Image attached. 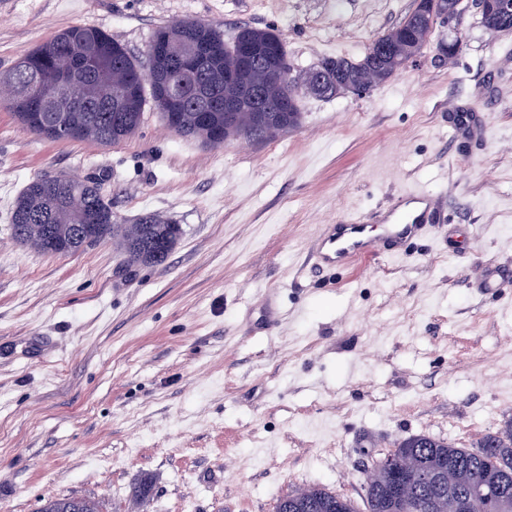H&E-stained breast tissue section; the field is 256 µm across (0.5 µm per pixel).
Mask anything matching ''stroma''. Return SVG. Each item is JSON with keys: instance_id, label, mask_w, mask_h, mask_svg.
I'll return each instance as SVG.
<instances>
[{"instance_id": "stroma-1", "label": "stroma", "mask_w": 512, "mask_h": 512, "mask_svg": "<svg viewBox=\"0 0 512 512\" xmlns=\"http://www.w3.org/2000/svg\"><path fill=\"white\" fill-rule=\"evenodd\" d=\"M415 0H0V71L72 25L135 56L160 27L232 40L279 31L293 75L359 57ZM444 53L436 24L370 93L303 97L299 124L212 149L146 108L117 145L62 143L0 104V512L47 496L132 512H275L319 486L364 508V470L410 436L475 446L512 418V32L474 8ZM475 108L484 131L457 134ZM94 177L119 223L154 213L184 235L164 264L112 243L67 256L17 242L11 209L37 176ZM443 201L397 258L315 269L324 225L393 196Z\"/></svg>"}]
</instances>
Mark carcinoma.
I'll use <instances>...</instances> for the list:
<instances>
[{"label": "carcinoma", "mask_w": 512, "mask_h": 512, "mask_svg": "<svg viewBox=\"0 0 512 512\" xmlns=\"http://www.w3.org/2000/svg\"><path fill=\"white\" fill-rule=\"evenodd\" d=\"M413 19L405 20L375 38L357 59H325L311 70L315 79L302 77L301 85L284 78L288 53L273 54L285 46L281 35L271 28L245 25L235 40L201 21L165 26L156 31L151 45L156 51L145 61L132 56L105 31L82 25L70 26L37 45L9 71L0 72V102L8 103L16 120L26 130L55 140L47 117L57 113L54 93L61 81L71 78L68 119L80 128L73 142L94 141L118 144L140 127L147 99H152L161 116L174 111L173 131L209 147H221L231 139L268 141L298 125L301 118L299 88L322 98L337 96L336 83L347 81L363 92L391 78L419 54L426 38L411 41L408 30ZM247 39L258 52L253 66L241 71L236 39ZM235 104L236 125L218 137L224 128V102ZM275 117L255 135L256 106ZM11 224L23 225L13 236L22 245L45 255H71L69 233L80 224L93 225L96 242H116L126 261L136 265L163 264L183 235L182 225L155 214L139 217L132 224H120L112 213V202L100 192L98 181L67 175L36 177L17 197ZM57 227V242L50 241L46 225ZM395 454L417 468L448 463V480L460 493L472 481L486 477L506 482L512 490V419L495 436H486L473 448H455L443 440L434 447L416 446L411 437ZM38 512H102L98 502L82 496L46 500ZM275 512H356L351 502L322 488L309 487L281 497Z\"/></svg>", "instance_id": "1"}]
</instances>
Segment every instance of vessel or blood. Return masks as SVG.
<instances>
[{"instance_id": "obj_1", "label": "vessel or blood", "mask_w": 512, "mask_h": 512, "mask_svg": "<svg viewBox=\"0 0 512 512\" xmlns=\"http://www.w3.org/2000/svg\"><path fill=\"white\" fill-rule=\"evenodd\" d=\"M434 206L426 193L410 191L389 210L381 230H374L366 216L328 225L316 244L315 263L320 267H347L370 263L382 250L399 253L403 243L428 229Z\"/></svg>"}]
</instances>
